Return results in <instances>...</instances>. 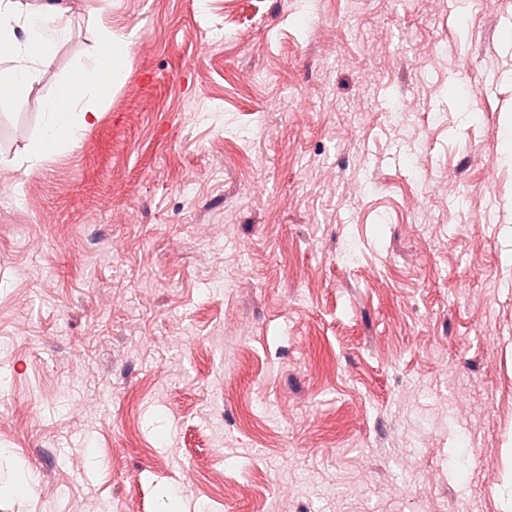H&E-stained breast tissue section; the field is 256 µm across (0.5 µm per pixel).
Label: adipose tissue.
I'll list each match as a JSON object with an SVG mask.
<instances>
[{
    "label": "adipose tissue",
    "instance_id": "1",
    "mask_svg": "<svg viewBox=\"0 0 512 512\" xmlns=\"http://www.w3.org/2000/svg\"><path fill=\"white\" fill-rule=\"evenodd\" d=\"M61 31L48 10L23 7L20 0H0V63H9L6 88L27 97L41 70L53 55ZM124 53L112 33H104L95 54L82 65L77 77L62 82L43 102L45 124L30 144L20 165L31 168L63 144L75 142L98 119V112L78 109L81 97H101L123 79Z\"/></svg>",
    "mask_w": 512,
    "mask_h": 512
}]
</instances>
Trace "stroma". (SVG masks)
Returning a JSON list of instances; mask_svg holds the SVG:
<instances>
[{
	"label": "stroma",
	"mask_w": 512,
	"mask_h": 512,
	"mask_svg": "<svg viewBox=\"0 0 512 512\" xmlns=\"http://www.w3.org/2000/svg\"><path fill=\"white\" fill-rule=\"evenodd\" d=\"M43 2L0 512H512V0ZM105 29L99 120L17 171Z\"/></svg>",
	"instance_id": "1"
}]
</instances>
